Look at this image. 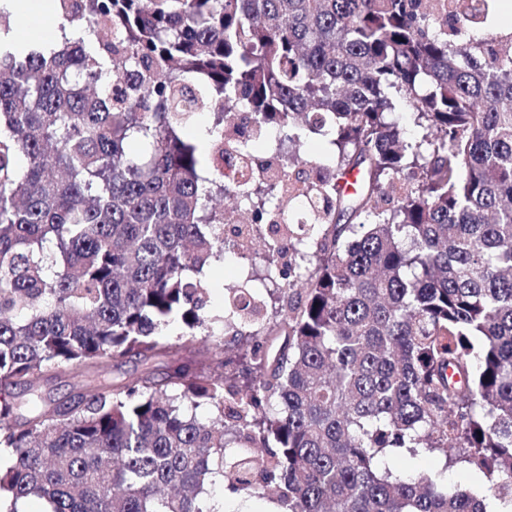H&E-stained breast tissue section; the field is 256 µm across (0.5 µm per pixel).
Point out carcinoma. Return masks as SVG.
<instances>
[{"mask_svg": "<svg viewBox=\"0 0 512 512\" xmlns=\"http://www.w3.org/2000/svg\"><path fill=\"white\" fill-rule=\"evenodd\" d=\"M458 2L56 0L75 37L0 43V501L218 512L221 481L288 512H487L403 448L512 512V31ZM226 112L256 123L230 190ZM269 131L298 150L263 159ZM226 207L285 226L288 262L224 289L217 334L199 274L239 246ZM59 369L66 402L39 392ZM404 457L409 471L427 470L438 473L444 468L443 460L433 454L420 453L414 457L405 454ZM443 472L442 483L447 484L448 487H461L470 490L477 496H486L491 500L489 485L485 483V479L472 474L466 466L457 465L447 470L444 468Z\"/></svg>", "mask_w": 512, "mask_h": 512, "instance_id": "1", "label": "carcinoma"}]
</instances>
